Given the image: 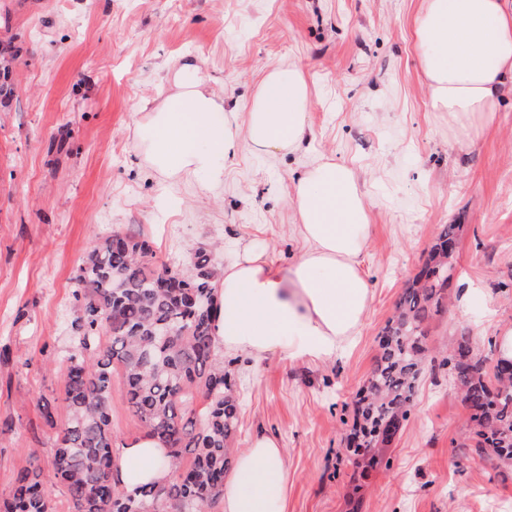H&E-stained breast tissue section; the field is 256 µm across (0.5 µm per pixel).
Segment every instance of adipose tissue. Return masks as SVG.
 Instances as JSON below:
<instances>
[{
	"instance_id": "adipose-tissue-1",
	"label": "adipose tissue",
	"mask_w": 512,
	"mask_h": 512,
	"mask_svg": "<svg viewBox=\"0 0 512 512\" xmlns=\"http://www.w3.org/2000/svg\"><path fill=\"white\" fill-rule=\"evenodd\" d=\"M426 2L414 37L430 110L492 122L512 83V0ZM160 97L135 125L140 154L160 177L203 176L207 191L223 187L241 145L276 158L299 150L308 134L311 91L298 68L268 69L241 120L225 111L195 58L167 65ZM294 202L301 250L291 262L248 245L224 267L213 321L220 353L331 360L359 333L372 300L362 266L371 229L367 196L352 168L325 158L298 178ZM166 453L147 436L122 449L121 485L132 492L162 479ZM287 484L282 448L256 436L224 480L223 512H280Z\"/></svg>"
}]
</instances>
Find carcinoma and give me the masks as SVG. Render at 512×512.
Returning a JSON list of instances; mask_svg holds the SVG:
<instances>
[{
    "instance_id": "cac0c4a2",
    "label": "carcinoma",
    "mask_w": 512,
    "mask_h": 512,
    "mask_svg": "<svg viewBox=\"0 0 512 512\" xmlns=\"http://www.w3.org/2000/svg\"><path fill=\"white\" fill-rule=\"evenodd\" d=\"M11 55L0 58V92H11ZM460 225L443 224L424 266L406 285L380 337V352L353 408L347 447L362 476L389 467L393 436L406 426L426 364L448 371L476 425L472 452L512 461V373L489 378L470 337L428 356L427 323L448 302L456 270ZM166 265L131 233L99 240L75 277L77 314L70 328L75 350L63 373L68 419L50 460L65 488L69 512H150L158 501L172 512H216L231 466L228 442L238 420L224 357L211 322L220 271L207 253L195 254L178 288L166 286ZM110 314L104 324L99 316ZM163 325L182 329L163 336ZM123 371L127 402L144 433L169 448V476L133 493L116 477L111 421L112 370ZM204 400L189 409L194 394ZM29 467L0 493V512H58L46 493L37 452Z\"/></svg>"
}]
</instances>
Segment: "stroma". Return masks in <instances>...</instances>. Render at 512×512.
<instances>
[{
	"label": "stroma",
	"instance_id": "obj_1",
	"mask_svg": "<svg viewBox=\"0 0 512 512\" xmlns=\"http://www.w3.org/2000/svg\"><path fill=\"white\" fill-rule=\"evenodd\" d=\"M422 4L0 0V46L17 52L14 91L0 98V491L35 447L47 493L65 499L50 456L67 419L74 277L96 242L134 233L184 275L201 248L219 265L250 244L288 263L300 248L294 184L321 157L352 167L371 205L363 269L373 297L360 333L333 361L224 359L240 404L232 447L263 433L288 461L281 512H347L353 402L441 225L460 227L456 282L474 297L453 298L428 340L465 332L479 357L496 358L512 329V94L488 125L430 111L413 27ZM180 57L199 58L211 89L239 113L268 67L301 68L313 89L302 150L272 158L241 146L209 194L194 178L162 181L133 126L157 102L164 65ZM473 433L446 370L425 372L390 469L365 480L361 512H512V466L471 453ZM112 435L117 448L143 435L118 371Z\"/></svg>",
	"mask_w": 512,
	"mask_h": 512
}]
</instances>
